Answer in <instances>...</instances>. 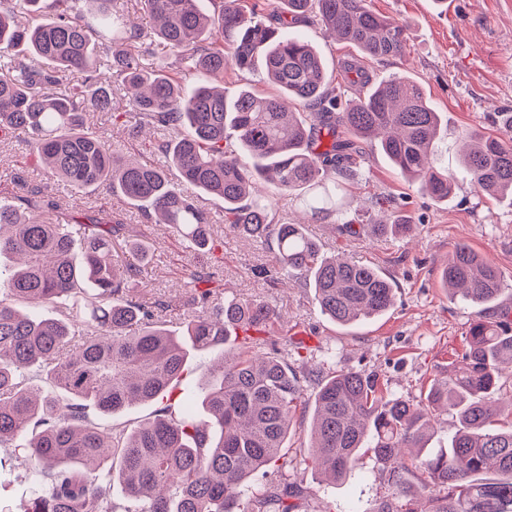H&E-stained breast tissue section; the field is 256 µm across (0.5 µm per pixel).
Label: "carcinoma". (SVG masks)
Wrapping results in <instances>:
<instances>
[{
  "label": "carcinoma",
  "instance_id": "1",
  "mask_svg": "<svg viewBox=\"0 0 512 512\" xmlns=\"http://www.w3.org/2000/svg\"><path fill=\"white\" fill-rule=\"evenodd\" d=\"M0 6V141L28 134L36 163L76 192H119L157 224L174 228L201 250L212 236L202 196L224 201L229 231L255 240L274 237L279 268L311 279L320 311L341 325L384 314L394 303L392 281L377 269L326 256L301 224L274 222L253 198L260 182L299 197L313 215L338 212L336 190L355 180L372 151L401 176L445 201L454 188L433 158L443 125L423 88L403 74L375 81L357 57L327 68L310 41L292 26L318 24L365 57L395 59L404 26L372 11L367 0H275L269 10L243 0H219L207 14L201 0H140L152 34L200 82L183 93L180 78L149 63L151 44L124 29L123 49L104 64L124 24L118 0H6ZM264 74L278 95L248 87L224 97L229 67ZM85 74L87 94L68 82ZM125 87L135 125L167 134L158 150L165 164L122 160L86 127L89 112L112 111V85ZM359 96L343 106L342 85ZM460 166L488 195L512 194V141L489 133L463 138ZM194 194H189L187 188ZM47 185L13 178L0 193V257L17 267L0 281V448L27 454L36 484L20 512H116L113 480L127 495L123 512H292L284 495L253 493L259 474L283 469L282 448L304 405L302 378L276 353H253L259 334L277 318L258 299H220L211 275L191 271L186 287L200 307L168 328L165 304L131 288L143 275L137 242L124 241L130 259L112 256L123 219L38 218L59 204ZM374 236L405 237L399 216L367 225ZM443 287L478 308L465 351L425 399H386L359 371L325 376L314 397L307 462L330 482L351 471L370 449L393 497L379 512H512V421L490 402L499 363L512 361V320L487 311L505 290L502 273L467 245L448 254ZM96 291L90 315L77 309L85 286ZM19 300L34 311L17 309ZM230 346L204 387L201 406L212 429L167 405L130 430L91 420L86 403L105 415L164 399L182 376L189 351ZM46 373L67 399L33 391L32 369ZM452 406L458 428L447 450L421 453L436 411ZM426 474L411 492L406 474Z\"/></svg>",
  "mask_w": 512,
  "mask_h": 512
}]
</instances>
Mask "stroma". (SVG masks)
Masks as SVG:
<instances>
[{
	"instance_id": "35a3bbf8",
	"label": "stroma",
	"mask_w": 512,
	"mask_h": 512,
	"mask_svg": "<svg viewBox=\"0 0 512 512\" xmlns=\"http://www.w3.org/2000/svg\"><path fill=\"white\" fill-rule=\"evenodd\" d=\"M372 10L403 22L406 49L402 57L380 61L364 58L365 67L381 77L399 72L425 90L431 106L445 117L435 143L441 168L456 176L457 186L447 202L430 198L419 185L402 179L381 154H373L359 179L340 191L343 220L369 223L378 201L405 214L415 226L412 238L348 235L341 222L311 216L296 199L270 185L258 197L271 203L277 218L305 224L308 234L329 255L381 270L395 285L393 306L375 320L339 326L324 316L308 280L276 272L270 243L235 237L224 225V204L204 198L214 224L212 246L189 251L167 225L147 223L140 209L103 191L73 196L58 187L56 200L63 213L72 208L94 214L121 212L125 234L144 244L148 273L138 295L158 299L167 318L178 321L190 306L185 286L189 270L212 273L224 297L261 299L276 309L281 329L266 335V348H283L285 340L305 344L303 354L288 362L304 373L306 400H313L317 381L307 375L313 366L324 373L360 371L378 379L387 398L419 399L434 379L447 376L449 365L464 349L473 307L450 300L440 271L456 245L465 244L494 263L508 284L500 306L512 309V199L481 196L462 177L461 138L470 131L489 132V115L512 112V0H368ZM88 122L112 145L117 157H135L162 164L155 145L131 138L126 120L90 113ZM32 183L48 175L32 164L23 135L0 144V190L16 172ZM311 412H298L283 457L288 476L300 489L294 512H379L389 494L385 475L372 452H361L356 466L336 484L321 482L305 464L310 441Z\"/></svg>"
}]
</instances>
